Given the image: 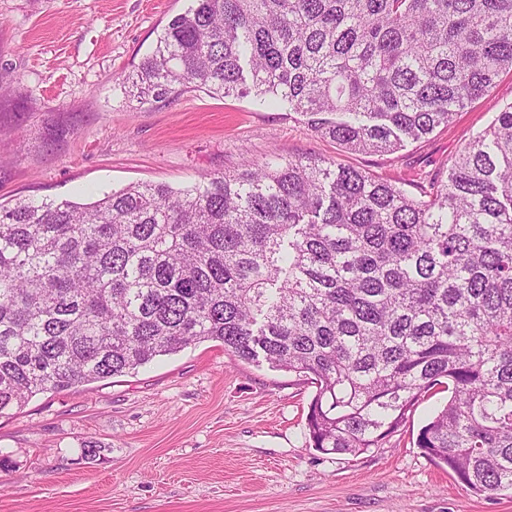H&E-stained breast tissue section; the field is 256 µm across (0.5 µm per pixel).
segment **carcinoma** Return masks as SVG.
<instances>
[{
  "mask_svg": "<svg viewBox=\"0 0 512 512\" xmlns=\"http://www.w3.org/2000/svg\"><path fill=\"white\" fill-rule=\"evenodd\" d=\"M512 71V0H192L123 78L139 104L254 94L391 154ZM304 374L309 439L363 453L436 387L416 440L512 491V103L427 198L329 158L194 185L0 204V414L192 343Z\"/></svg>",
  "mask_w": 512,
  "mask_h": 512,
  "instance_id": "cac0c4a2",
  "label": "carcinoma"
}]
</instances>
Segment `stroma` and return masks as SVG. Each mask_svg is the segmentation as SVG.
Wrapping results in <instances>:
<instances>
[{
	"label": "stroma",
	"mask_w": 512,
	"mask_h": 512,
	"mask_svg": "<svg viewBox=\"0 0 512 512\" xmlns=\"http://www.w3.org/2000/svg\"><path fill=\"white\" fill-rule=\"evenodd\" d=\"M190 0H0V203L90 202L141 182L185 187L243 159L316 156L409 195L446 180L512 103V71L448 125L355 153L254 96L189 89L139 105L122 84ZM306 377L192 344L137 372L43 393L0 416V512H512L415 445L446 402L421 399L380 447L310 448Z\"/></svg>",
	"instance_id": "1"
}]
</instances>
